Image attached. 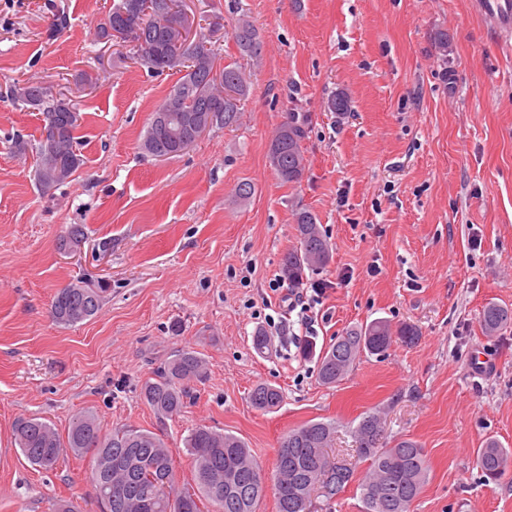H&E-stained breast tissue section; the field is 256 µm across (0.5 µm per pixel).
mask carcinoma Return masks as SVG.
I'll return each mask as SVG.
<instances>
[{"label":"carcinoma","mask_w":512,"mask_h":512,"mask_svg":"<svg viewBox=\"0 0 512 512\" xmlns=\"http://www.w3.org/2000/svg\"><path fill=\"white\" fill-rule=\"evenodd\" d=\"M165 0H118L112 5V21H103L98 40L111 41L109 28L120 24L138 29L130 59L156 73L179 75L166 100L178 101L176 112L168 113L166 127L150 120L142 148L153 156L161 150L171 158L180 154L170 131L182 129L180 116L194 115L198 126L227 128L237 123L248 97L250 86L245 72L236 63L223 64L204 28L195 31L187 42L182 31L189 26L185 14L167 15L161 4ZM240 54L257 59L262 42L251 22L241 18L234 30ZM12 101L42 113L55 111L63 128L56 152L39 145L36 177L44 189L69 182L82 164L75 132L79 110L66 96L48 102L38 94L36 82L17 84ZM329 112L351 111V101L342 92L328 98ZM308 117L288 113L272 139L268 158L278 179L284 184H298L306 171L304 143L308 137ZM298 245L281 260V271L289 284L299 285L305 270L325 266L330 246L310 210H295ZM108 284L77 280L62 288L52 303V316L61 325L74 326L94 317L103 305ZM512 323V309L487 304L480 316V326L489 336ZM418 337L416 327L403 323L397 329L383 321H373L335 337L321 353L318 378L324 385L338 382L362 352L382 355L393 343L412 344ZM203 361L191 349H182L159 367L154 377L141 387L140 395L160 419L181 413L186 405L190 384L202 378ZM251 405L269 412L282 401V392L260 383L249 394ZM382 426L374 415L363 417L355 436L360 458L368 463L358 483L363 512H410V506L422 493L428 476L424 448L410 438L398 440L390 448L378 441ZM333 427L323 421H309L292 429L284 437L275 463L274 495L276 512H312V495L321 489L325 501L344 492L353 471L336 480L327 448ZM15 441L24 458L41 469H51L65 450L77 456L91 454L90 476L95 487L100 512H168L170 497L184 501L187 512H257L266 486L261 471L246 443L239 437L208 427L190 430L185 447L194 461L195 488H180L173 478L174 461L157 434L132 426L102 432L90 412L72 419L62 435L51 424L33 417L22 418L14 425ZM512 463V452L490 441L477 456V465L486 478H502Z\"/></svg>","instance_id":"obj_1"}]
</instances>
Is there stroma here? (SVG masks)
<instances>
[{"mask_svg": "<svg viewBox=\"0 0 512 512\" xmlns=\"http://www.w3.org/2000/svg\"><path fill=\"white\" fill-rule=\"evenodd\" d=\"M112 3L0 0V512H99L90 456L67 451L41 470L13 436L20 418L63 433L85 411L106 432L160 434L179 485L191 479L184 439L200 426L244 439L268 475L289 430L328 422L331 455L362 473L354 431L377 413L381 447L410 438L427 453L410 512H512V474L492 482L476 465L488 441L512 448V325L480 327L487 304L512 308V46L471 0H186L214 21L212 41L250 92L236 125L159 159L141 142L176 78L98 42ZM60 6L69 24L46 38ZM244 16L263 43L257 61L233 38ZM84 73L98 83L73 96L83 164L43 190L42 115L7 95L30 77L59 93ZM339 91L351 111H325ZM292 111L311 118L306 173L284 184L268 148ZM243 181L255 188L246 200ZM300 206L332 247L305 278L327 287L308 335L317 349L375 320L419 330L414 344L361 354L333 386L292 338L295 290L280 263ZM74 225L83 243L62 252ZM80 278L108 281L103 307L56 323L55 294ZM258 329L270 339L260 351ZM184 348L204 378L178 416L157 418L141 385ZM478 354L492 361L481 376ZM259 383L280 388L277 409L250 405Z\"/></svg>", "mask_w": 512, "mask_h": 512, "instance_id": "stroma-1", "label": "stroma"}]
</instances>
